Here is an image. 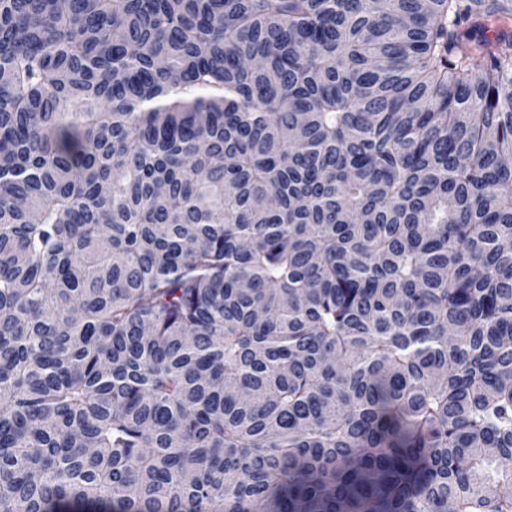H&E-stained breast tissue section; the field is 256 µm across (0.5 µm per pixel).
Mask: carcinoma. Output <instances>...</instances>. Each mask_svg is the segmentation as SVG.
Listing matches in <instances>:
<instances>
[{"label": "carcinoma", "instance_id": "carcinoma-1", "mask_svg": "<svg viewBox=\"0 0 512 512\" xmlns=\"http://www.w3.org/2000/svg\"><path fill=\"white\" fill-rule=\"evenodd\" d=\"M512 0H0V512H512Z\"/></svg>", "mask_w": 512, "mask_h": 512}]
</instances>
